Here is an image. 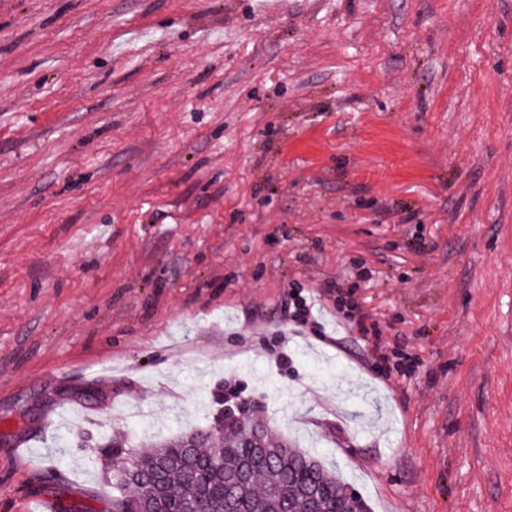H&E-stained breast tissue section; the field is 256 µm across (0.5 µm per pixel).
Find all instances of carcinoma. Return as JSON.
Here are the masks:
<instances>
[{
	"instance_id": "carcinoma-1",
	"label": "carcinoma",
	"mask_w": 512,
	"mask_h": 512,
	"mask_svg": "<svg viewBox=\"0 0 512 512\" xmlns=\"http://www.w3.org/2000/svg\"><path fill=\"white\" fill-rule=\"evenodd\" d=\"M100 451L112 468V512H150L143 488L158 481L170 512H204L224 502L228 482L251 459L243 512H305V492L318 490L316 512H361L348 485L323 463L283 438L265 414L248 424L231 423L179 433L143 450L117 436H104Z\"/></svg>"
}]
</instances>
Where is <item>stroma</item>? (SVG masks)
Wrapping results in <instances>:
<instances>
[{
  "label": "stroma",
  "instance_id": "obj_1",
  "mask_svg": "<svg viewBox=\"0 0 512 512\" xmlns=\"http://www.w3.org/2000/svg\"><path fill=\"white\" fill-rule=\"evenodd\" d=\"M231 382L372 512H512V0H0V512ZM315 292L308 288H299L294 295V311L290 316L289 331L296 336H326L318 314L314 313L316 302Z\"/></svg>",
  "mask_w": 512,
  "mask_h": 512
}]
</instances>
